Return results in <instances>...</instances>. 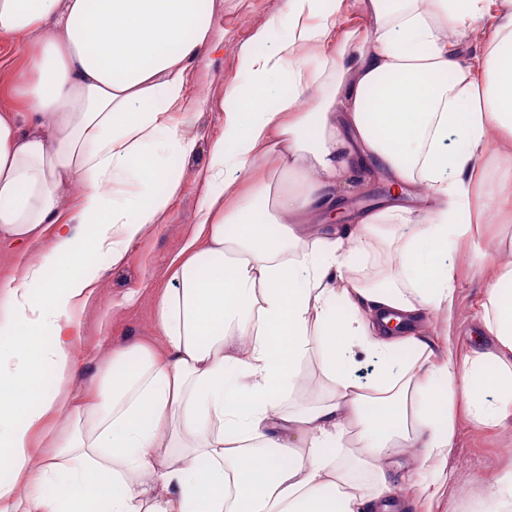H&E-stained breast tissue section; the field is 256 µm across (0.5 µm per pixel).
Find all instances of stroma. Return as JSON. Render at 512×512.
Returning a JSON list of instances; mask_svg holds the SVG:
<instances>
[{
    "label": "stroma",
    "mask_w": 512,
    "mask_h": 512,
    "mask_svg": "<svg viewBox=\"0 0 512 512\" xmlns=\"http://www.w3.org/2000/svg\"><path fill=\"white\" fill-rule=\"evenodd\" d=\"M280 0H224L214 19L224 32V51L199 67L190 87H205L206 105L196 128L197 149L183 160L182 187L156 231L134 242L124 260L110 267L97 285L96 295L81 310L82 336L75 346L77 371L67 391L86 392L112 351L139 341L154 347L161 338L154 325L156 295L166 281L172 260L196 226L194 218L203 195L201 174L212 142L224 134L222 104L229 87L245 83L239 53L252 33L277 11ZM22 60L7 43H0V113L20 109L18 96ZM348 198V219L374 209L386 200L383 175L366 174L341 188ZM493 251L489 234L474 235L453 250L457 290L448 310L430 317L423 333L432 348L445 342L467 348L477 343V314L483 297L481 270ZM416 449H402L393 466L395 495L401 512H500L487 487L489 478L512 474V423L497 428L474 426L459 414L458 429L438 472L410 480Z\"/></svg>",
    "instance_id": "obj_1"
}]
</instances>
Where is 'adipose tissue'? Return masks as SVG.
<instances>
[{
  "label": "adipose tissue",
  "instance_id": "ef3b65f1",
  "mask_svg": "<svg viewBox=\"0 0 512 512\" xmlns=\"http://www.w3.org/2000/svg\"><path fill=\"white\" fill-rule=\"evenodd\" d=\"M485 2L354 0L369 26L342 34L344 0H281L222 105L197 230L155 306L163 345L113 351L82 402L62 389L78 311L183 182L204 106L186 76L224 51L219 4L0 0V41L26 65L21 111L0 114V240L21 247L0 281V463L13 473L0 512H391L397 452L420 449L428 470L458 410L477 426L512 419V261L498 259L511 234L483 267L493 349L436 352L420 336L454 300L449 252L486 219L471 195L492 176L488 151L512 158V0L471 59L460 48ZM356 170L386 174L419 212L392 203L336 223V188ZM68 183L81 193L65 221ZM47 225L52 250L32 261L23 247ZM404 347L415 357L395 368ZM313 351L327 390L286 409ZM59 414L70 425L32 471L34 433Z\"/></svg>",
  "mask_w": 512,
  "mask_h": 512
}]
</instances>
